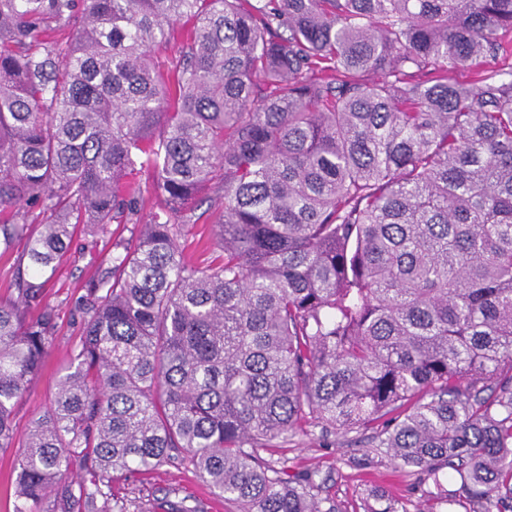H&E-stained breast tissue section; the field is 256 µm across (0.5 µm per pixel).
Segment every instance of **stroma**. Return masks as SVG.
<instances>
[{"label":"stroma","mask_w":512,"mask_h":512,"mask_svg":"<svg viewBox=\"0 0 512 512\" xmlns=\"http://www.w3.org/2000/svg\"><path fill=\"white\" fill-rule=\"evenodd\" d=\"M108 238L91 240L76 236L55 275L45 288L44 301L54 311L56 340L44 366L17 409V420L27 424L52 401L56 382L78 344L83 321L75 309L82 285L108 258ZM358 433L332 434L321 439L319 429L289 442L272 453V460L285 463L291 471L316 473L321 494L333 501L338 512H363L362 503L374 490L398 499L407 512H419L425 505L418 476L390 461L368 453ZM112 491L124 498L129 512H169L170 504L183 505L190 512H234L195 474L190 466L174 459L147 472H136L117 480Z\"/></svg>","instance_id":"obj_1"}]
</instances>
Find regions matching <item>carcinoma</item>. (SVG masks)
<instances>
[{"label": "carcinoma", "mask_w": 512, "mask_h": 512, "mask_svg": "<svg viewBox=\"0 0 512 512\" xmlns=\"http://www.w3.org/2000/svg\"><path fill=\"white\" fill-rule=\"evenodd\" d=\"M200 200L205 266L179 244ZM0 212V252L25 241L0 297L12 512H128L115 479L174 452L238 512H336L259 454L316 426L371 428L426 512H512V0H0ZM114 222L136 243L83 285L21 428L47 282ZM192 31L193 25L191 22L184 24L178 23L174 25L169 42L165 46L156 50V57L162 61H171L172 59H175V57H178L182 42L190 36Z\"/></svg>", "instance_id": "carcinoma-1"}]
</instances>
